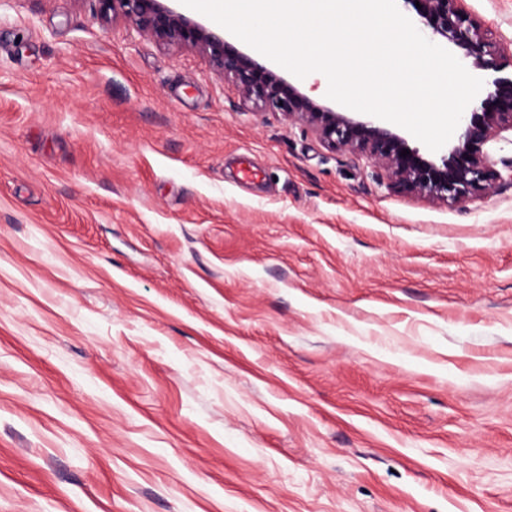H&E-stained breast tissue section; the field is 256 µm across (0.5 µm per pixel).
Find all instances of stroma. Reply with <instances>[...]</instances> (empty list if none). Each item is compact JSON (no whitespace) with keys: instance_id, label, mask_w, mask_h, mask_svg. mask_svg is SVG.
I'll return each instance as SVG.
<instances>
[{"instance_id":"1","label":"stroma","mask_w":512,"mask_h":512,"mask_svg":"<svg viewBox=\"0 0 512 512\" xmlns=\"http://www.w3.org/2000/svg\"><path fill=\"white\" fill-rule=\"evenodd\" d=\"M0 512H512V186L402 193L97 0H0Z\"/></svg>"}]
</instances>
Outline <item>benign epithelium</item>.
<instances>
[{
    "mask_svg": "<svg viewBox=\"0 0 512 512\" xmlns=\"http://www.w3.org/2000/svg\"><path fill=\"white\" fill-rule=\"evenodd\" d=\"M103 14L155 41L194 49L232 80L243 100L263 112L307 124L327 146L365 158L389 185L404 193L460 202L476 192L490 194L504 180L488 145L512 134V73L504 56L488 48L464 10V0H402L416 21L452 44L459 60L488 76L486 95L464 113L460 131L446 151L432 157L410 146L391 128L355 119L321 104L263 61L173 6L174 0H98ZM422 8H416V5ZM409 150L403 157L401 152Z\"/></svg>",
    "mask_w": 512,
    "mask_h": 512,
    "instance_id": "7a95c632",
    "label": "benign epithelium"
}]
</instances>
